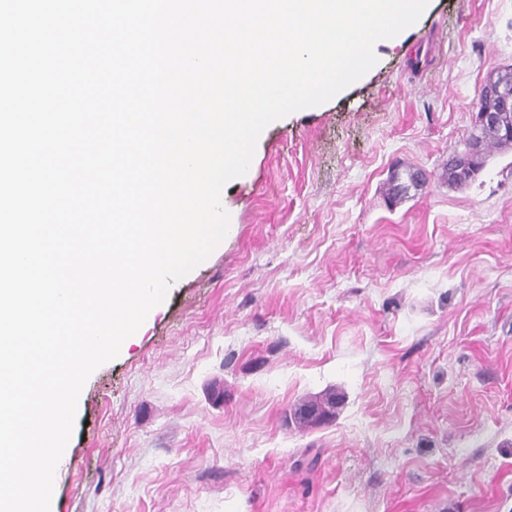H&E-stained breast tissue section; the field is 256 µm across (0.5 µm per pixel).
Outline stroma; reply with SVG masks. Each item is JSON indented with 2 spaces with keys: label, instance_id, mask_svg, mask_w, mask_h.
Instances as JSON below:
<instances>
[{
  "label": "stroma",
  "instance_id": "1",
  "mask_svg": "<svg viewBox=\"0 0 512 512\" xmlns=\"http://www.w3.org/2000/svg\"><path fill=\"white\" fill-rule=\"evenodd\" d=\"M376 57L269 127L224 240L87 379L54 512H512V144L446 174L512 0H430ZM340 402L341 396L338 393H336V390L329 389L323 393L310 396L294 404L289 411V418L293 417V411L295 409H298L302 406H307L317 410L319 418L309 422H300L302 426L312 427L321 423H326L335 417L336 409Z\"/></svg>",
  "mask_w": 512,
  "mask_h": 512
}]
</instances>
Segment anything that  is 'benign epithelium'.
<instances>
[{"label": "benign epithelium", "instance_id": "benign-epithelium-1", "mask_svg": "<svg viewBox=\"0 0 512 512\" xmlns=\"http://www.w3.org/2000/svg\"><path fill=\"white\" fill-rule=\"evenodd\" d=\"M476 109V133L466 142L465 150L448 160V167L458 173L467 171L472 161L482 155L488 139L512 142L511 69L494 73L484 81Z\"/></svg>", "mask_w": 512, "mask_h": 512}]
</instances>
